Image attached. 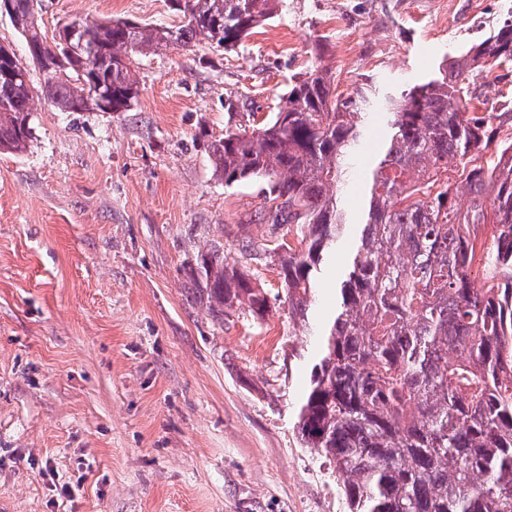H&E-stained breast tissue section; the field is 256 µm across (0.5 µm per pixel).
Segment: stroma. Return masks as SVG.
<instances>
[{"mask_svg":"<svg viewBox=\"0 0 512 512\" xmlns=\"http://www.w3.org/2000/svg\"><path fill=\"white\" fill-rule=\"evenodd\" d=\"M108 17L179 21L167 0L42 11L49 33ZM509 18L512 0H283L240 51L135 59L131 111L35 100L27 150L0 154V506L348 512L295 428L305 338L279 272L297 227L267 223L261 183L218 180L206 145L313 68L341 101L411 86ZM208 250L253 275L264 318L214 317L194 274Z\"/></svg>","mask_w":512,"mask_h":512,"instance_id":"1","label":"stroma"}]
</instances>
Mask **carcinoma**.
I'll list each match as a JSON object with an SVG mask.
<instances>
[{
    "mask_svg": "<svg viewBox=\"0 0 512 512\" xmlns=\"http://www.w3.org/2000/svg\"><path fill=\"white\" fill-rule=\"evenodd\" d=\"M11 2L51 106L128 112L139 95L134 57L200 41L235 52L280 0H168L182 16L172 26L75 18L64 24L69 52L47 42L41 0ZM508 65L511 20L392 94L371 87L340 103L333 74L316 68L271 118L210 146L225 186L265 181L268 221L300 229L301 249L280 272L291 313L316 330L296 427L333 463L349 512H512V283L497 270L512 259V136L498 139L497 115L477 111L471 94L473 76ZM32 104L27 65L0 45V153L27 149ZM375 113L387 135L365 173L335 309L317 324L318 275L351 223L341 189ZM456 164L464 203L448 190ZM197 273L217 315L267 313L264 289L217 254L201 255Z\"/></svg>",
    "mask_w": 512,
    "mask_h": 512,
    "instance_id": "1",
    "label": "carcinoma"
}]
</instances>
